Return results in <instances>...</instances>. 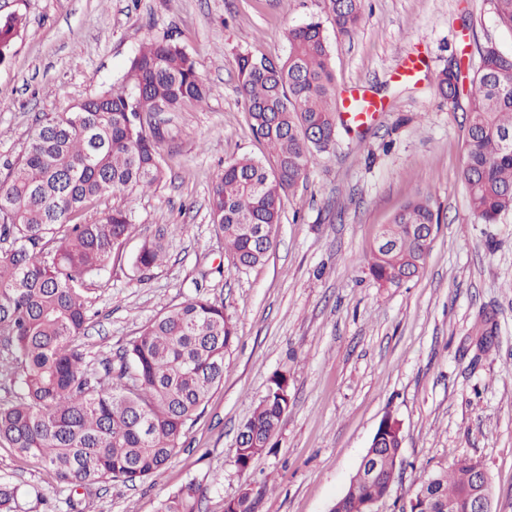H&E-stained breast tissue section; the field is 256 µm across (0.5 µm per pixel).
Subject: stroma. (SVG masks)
Returning <instances> with one entry per match:
<instances>
[{"label": "stroma", "instance_id": "obj_1", "mask_svg": "<svg viewBox=\"0 0 512 512\" xmlns=\"http://www.w3.org/2000/svg\"><path fill=\"white\" fill-rule=\"evenodd\" d=\"M25 25L0 65V171L15 162L42 114L66 112L121 86L142 44L172 36L196 60L206 101L154 116L164 180L79 214L131 210L118 259L87 286L97 314L83 342L92 363L116 358L141 327L185 298L224 302L235 337L224 381L159 476L100 484L86 512H156L187 481L202 512L249 493L254 512H329L385 415L399 420L403 464L380 512H400L430 471L482 460L492 512H512V212L478 221L461 177L466 122L434 77L453 55L463 70L512 30L493 0H365L364 20L340 35L328 0H0ZM319 22L336 89L366 87L383 109L364 126L338 124L336 141L283 199L276 244L235 269L210 215L211 189L244 156L270 160L239 92L237 59L280 61L289 28ZM412 77L397 78L404 64ZM427 197L439 216L419 274L398 287L373 279L382 224ZM173 226L166 261L135 257L158 226ZM288 376L290 406L247 470L237 434L271 378ZM0 478L18 485L16 512H66L52 475L0 444Z\"/></svg>", "mask_w": 512, "mask_h": 512}]
</instances>
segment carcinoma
<instances>
[{"instance_id":"obj_1","label":"carcinoma","mask_w":512,"mask_h":512,"mask_svg":"<svg viewBox=\"0 0 512 512\" xmlns=\"http://www.w3.org/2000/svg\"><path fill=\"white\" fill-rule=\"evenodd\" d=\"M336 30L356 31L364 0H329ZM499 22L512 29V0H494ZM19 18L0 17V64L12 55ZM288 56L269 66L241 54L240 93L254 135L272 162L244 156L224 166L211 190V218L237 267L262 262L274 242L252 229L280 224L283 198L306 178L336 138V77L320 24L288 30ZM470 77L462 179L470 209L485 224L512 211V56L489 43ZM128 86L101 91L71 112L39 120L20 159L0 178V378L16 383L0 403V443L48 469L59 489L92 495L103 481L135 483L160 475L181 439L224 380L234 329L224 303L197 294L171 307L132 337L115 361L91 367L81 343L93 306L86 281L112 265L132 224L114 208L92 223L73 217L116 192L147 190L164 176L157 112L202 103L208 86L197 62L171 38L140 47ZM463 72L443 69L437 93L454 96ZM436 223L429 200L407 201L383 225L386 247L374 248L370 271L382 287L400 286L426 255L416 230ZM168 226L145 238L136 264L149 270L168 254ZM288 378L276 374L244 423L235 462L242 471L268 448L288 410ZM378 454L388 474L403 437L384 432ZM477 459L456 461L420 482L437 512L442 502L472 512L470 473ZM386 492L383 482L352 484L345 512ZM19 487L0 479V512H14ZM193 480L160 501L157 512H200Z\"/></svg>"}]
</instances>
